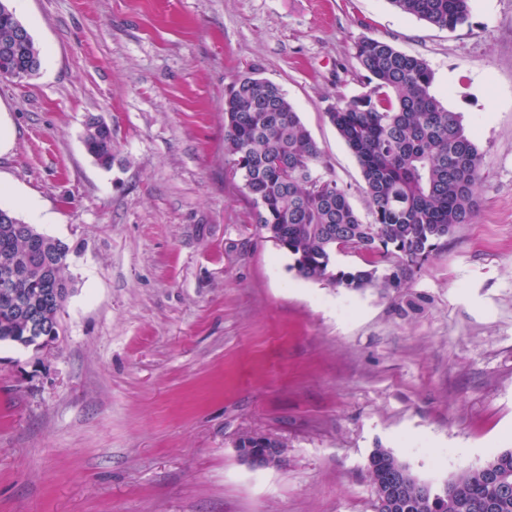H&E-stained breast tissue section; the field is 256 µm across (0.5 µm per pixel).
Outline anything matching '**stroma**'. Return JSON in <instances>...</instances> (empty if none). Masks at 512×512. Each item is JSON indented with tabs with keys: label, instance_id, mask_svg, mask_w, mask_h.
Instances as JSON below:
<instances>
[{
	"label": "stroma",
	"instance_id": "1",
	"mask_svg": "<svg viewBox=\"0 0 512 512\" xmlns=\"http://www.w3.org/2000/svg\"><path fill=\"white\" fill-rule=\"evenodd\" d=\"M0 181L76 288L51 349L0 344V512H372L377 448L442 489L512 449V0L441 29L389 0H26ZM369 36L424 58L482 152L478 210L400 294L298 277L224 158V92L279 85L372 222L327 111ZM112 130V165L83 144ZM284 450L256 469L236 442ZM83 142L87 152L103 167L112 165V130L108 125L99 126L96 118L85 123Z\"/></svg>",
	"mask_w": 512,
	"mask_h": 512
}]
</instances>
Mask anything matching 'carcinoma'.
I'll return each mask as SVG.
<instances>
[{
  "instance_id": "1",
  "label": "carcinoma",
  "mask_w": 512,
  "mask_h": 512,
  "mask_svg": "<svg viewBox=\"0 0 512 512\" xmlns=\"http://www.w3.org/2000/svg\"><path fill=\"white\" fill-rule=\"evenodd\" d=\"M400 13L454 30L471 13L472 0H389ZM18 19L0 0V77L16 78L10 54ZM364 71L361 91L344 96L327 112L330 123L358 161L373 222L365 224L346 190L319 168L321 151L286 93L276 84L245 75L224 93V156L239 174L255 215L256 232L288 253L290 269L336 288H378L397 292L423 267L439 243L477 208L481 152L433 91L434 71L421 57L390 43L364 37L355 46ZM87 152L103 167L112 165V130L91 117L85 123ZM349 251L365 265H333L335 253ZM69 246L39 232L14 211L0 208V342L29 335L12 292L39 310L48 328H59L75 289L67 264ZM487 463L512 476V450ZM403 466L377 448L368 460L371 481L392 466ZM453 502L419 496L416 482L387 494L383 512H512V491L500 490L469 470L451 480Z\"/></svg>"
}]
</instances>
